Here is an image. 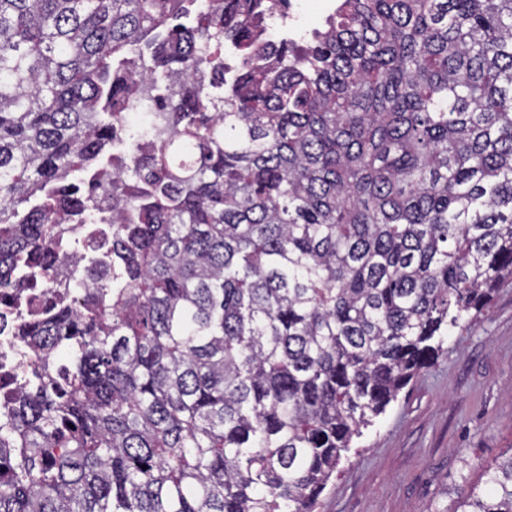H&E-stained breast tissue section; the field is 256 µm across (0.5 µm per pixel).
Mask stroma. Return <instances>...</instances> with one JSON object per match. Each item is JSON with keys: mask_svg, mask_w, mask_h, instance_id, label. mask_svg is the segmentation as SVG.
Instances as JSON below:
<instances>
[{"mask_svg": "<svg viewBox=\"0 0 512 512\" xmlns=\"http://www.w3.org/2000/svg\"><path fill=\"white\" fill-rule=\"evenodd\" d=\"M512 454V281L364 428L316 512H453Z\"/></svg>", "mask_w": 512, "mask_h": 512, "instance_id": "35a3bbf8", "label": "stroma"}]
</instances>
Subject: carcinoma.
<instances>
[{
	"label": "carcinoma",
	"instance_id": "1",
	"mask_svg": "<svg viewBox=\"0 0 512 512\" xmlns=\"http://www.w3.org/2000/svg\"><path fill=\"white\" fill-rule=\"evenodd\" d=\"M214 2L0 0V299L74 278L49 244L100 199L116 271L21 328L56 365L0 418V512H315L512 279V0H339L273 54L271 0ZM484 477L454 512H512V454ZM125 125L150 128L154 122V105L148 99H141L124 112Z\"/></svg>",
	"mask_w": 512,
	"mask_h": 512
}]
</instances>
